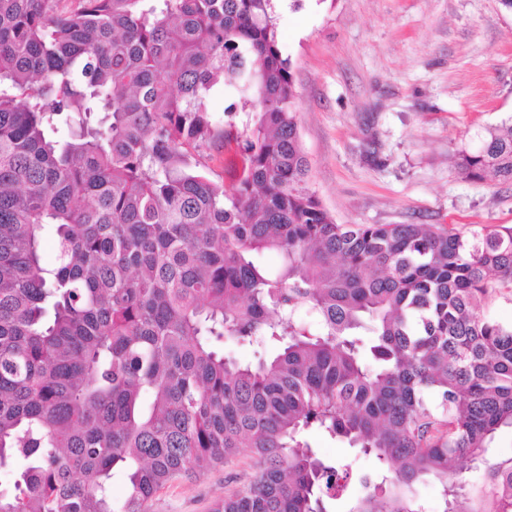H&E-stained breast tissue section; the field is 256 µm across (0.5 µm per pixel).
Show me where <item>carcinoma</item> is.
Masks as SVG:
<instances>
[{
  "mask_svg": "<svg viewBox=\"0 0 512 512\" xmlns=\"http://www.w3.org/2000/svg\"><path fill=\"white\" fill-rule=\"evenodd\" d=\"M60 2L0 0V469L19 466L0 512H151L240 448L257 475L212 512H329L348 474L309 430L376 461L349 512H426L424 479L441 512H512V457H486L512 428V325L477 313L512 288V227L336 223L273 0ZM219 83L259 108L229 192L203 161L238 140L213 125ZM456 166L512 182V125Z\"/></svg>",
  "mask_w": 512,
  "mask_h": 512,
  "instance_id": "obj_1",
  "label": "carcinoma"
}]
</instances>
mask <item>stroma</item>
Segmentation results:
<instances>
[{"mask_svg": "<svg viewBox=\"0 0 512 512\" xmlns=\"http://www.w3.org/2000/svg\"><path fill=\"white\" fill-rule=\"evenodd\" d=\"M297 93L309 186L339 224H432L463 237L512 226V183L471 180L452 163L512 118V11L500 0H292L276 11ZM215 122L238 134L258 115L215 86ZM348 464V491L372 457L313 431ZM252 471L248 450L160 490L152 512H210Z\"/></svg>", "mask_w": 512, "mask_h": 512, "instance_id": "35a3bbf8", "label": "stroma"}]
</instances>
